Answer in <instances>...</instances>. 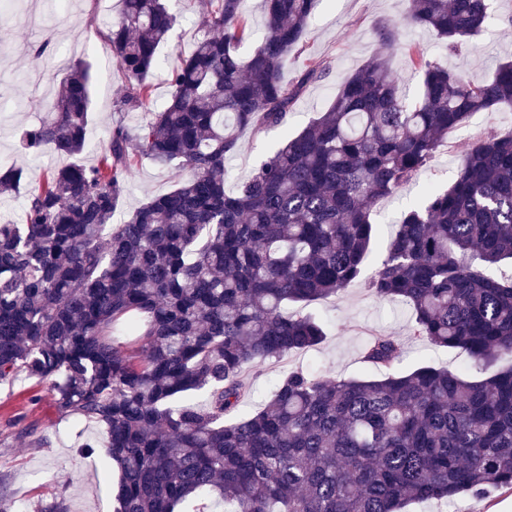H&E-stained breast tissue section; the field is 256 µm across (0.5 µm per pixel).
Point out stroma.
I'll list each match as a JSON object with an SVG mask.
<instances>
[{
	"mask_svg": "<svg viewBox=\"0 0 512 512\" xmlns=\"http://www.w3.org/2000/svg\"><path fill=\"white\" fill-rule=\"evenodd\" d=\"M204 2H172L179 22L160 48L162 64L153 79L156 104L167 102L170 71L203 34L199 13ZM28 6L43 16L42 25L26 26L17 11L11 10L7 24L0 26V41L10 47L7 55L0 56V163L23 166L26 184L32 187L42 181L44 166L18 151L15 131L42 116L44 103L54 97L60 79L74 62L89 64L93 98L88 148L76 156V163L95 164L111 128L120 124L137 128L141 116L114 109L121 93V75L102 32L116 16L118 0H69L62 13L57 10L56 0H28ZM405 8V0H316L303 47L289 56L284 79L296 81L313 60L322 62L328 74L304 88L281 126L260 133H241L238 151L227 163L226 192H233L239 182L248 179L284 136L300 132L325 111L341 83L377 53L375 25L401 21ZM402 41L416 45L427 58L440 59L450 69L480 81L487 70L512 57V0H497L492 22L461 51H448L429 31L419 27L403 28ZM42 43L48 44L47 53H38ZM509 128L512 112H484L470 117L465 125L449 131L433 159L400 192L374 206L376 238L365 261L363 279L352 282L339 296L312 302L305 308L306 313L323 322V341L313 350L250 368L245 374L248 391L240 412L262 407L270 398L274 380L297 368H319L344 378L369 374L364 348L369 336L379 333L403 343L402 369L428 363L475 376L465 352L427 345L412 336L410 308L375 298L364 278L385 258L401 211L423 201L429 188L443 189L451 184L478 139ZM183 177L181 171L139 157L123 211L170 192ZM106 440L103 427L61 413L46 383L22 375L0 384V512H41L55 500L64 502L67 512H113L115 479L109 474L110 463L102 450Z\"/></svg>",
	"mask_w": 512,
	"mask_h": 512,
	"instance_id": "35a3bbf8",
	"label": "stroma"
}]
</instances>
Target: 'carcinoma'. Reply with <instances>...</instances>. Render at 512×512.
Returning <instances> with one entry per match:
<instances>
[{
    "mask_svg": "<svg viewBox=\"0 0 512 512\" xmlns=\"http://www.w3.org/2000/svg\"><path fill=\"white\" fill-rule=\"evenodd\" d=\"M315 0H263L266 35L247 60L246 0H206L211 31L172 69L153 105L157 50L176 17L166 0H119L105 41L124 89L119 125L92 166L47 172L28 191L23 224H0V383L49 384L57 408L105 427L118 469L115 512H405L512 491V279L486 268L512 259V129L478 141L454 182L405 210L367 281L376 298L413 312L412 335L465 351L481 377L420 365L403 345L371 337L378 375L290 371L268 403L237 414L252 364L311 350L325 336L309 314L360 278L375 238V204L399 192L448 130L477 112H512V62L478 83L407 51L422 74L409 104L389 55L401 25L383 23V51L347 77L326 111L235 193L226 161L243 130L281 125L310 62L286 83ZM495 0H408L404 24L451 51L490 23ZM91 75L75 63L45 115L17 131L23 153L72 157L86 147ZM139 154L188 177L113 219ZM23 169H0V195ZM209 391L208 403L191 393Z\"/></svg>",
    "mask_w": 512,
    "mask_h": 512,
    "instance_id": "1",
    "label": "carcinoma"
}]
</instances>
